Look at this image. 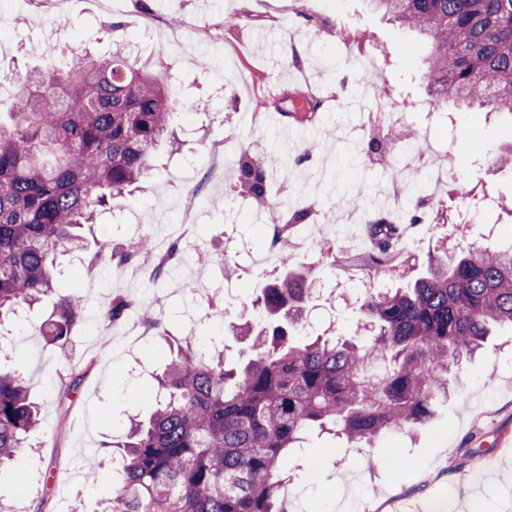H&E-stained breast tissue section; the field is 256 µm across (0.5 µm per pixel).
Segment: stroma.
<instances>
[{
	"instance_id": "stroma-1",
	"label": "stroma",
	"mask_w": 512,
	"mask_h": 512,
	"mask_svg": "<svg viewBox=\"0 0 512 512\" xmlns=\"http://www.w3.org/2000/svg\"><path fill=\"white\" fill-rule=\"evenodd\" d=\"M66 14L75 44L98 53L122 42L139 63L163 58L180 106L205 101L207 111L181 115L174 134L157 151L148 178L122 201L85 225L86 251L63 259L56 287L78 290L89 313L98 315L114 296L152 307L161 326L140 324L127 336L126 321L108 328L83 322L64 348L48 344L38 326L52 311L51 299L18 310L0 328V367L17 369L40 409V425L0 468V512H59V486L67 483L79 448L92 445L95 482L81 483L73 512H102L112 491L107 445L121 439L132 417L147 418L148 393L164 365L169 339L191 337L218 344L233 360L241 346L238 325L263 324L254 305L260 290L281 275L280 266L252 267L249 251L265 247L270 227L236 191L233 169L212 177L206 160L212 146H233L268 159V197L282 213L318 210L308 248L291 246L292 262L314 270L316 293L308 322L314 334H357L355 308L367 293L351 263L349 216L342 198L372 195L384 181L382 170L359 161L362 137L350 133L339 104L361 88L355 63L348 60L342 29L367 32L379 57L375 82H387L417 103L409 124L420 143L449 146L456 181L473 187L482 204L469 224L433 223L432 233L411 248L425 261L439 240L449 247L494 246L512 235V217L492 204H512V173L493 163L512 149V117L477 109L440 110L421 71L426 48L397 24L371 13L364 0H115L111 15L96 0H63L59 11L42 0H0V57L13 76L33 65L55 66L61 51L49 50L45 37L57 14ZM126 28L110 31L109 17ZM184 33V45L171 47V31ZM309 83L324 100L314 124L282 144L277 116L258 112L273 86ZM193 207L197 220L181 241L189 265L176 278H154L149 255L137 268L118 272L93 263L99 243L123 251L144 237L155 238L176 224L180 211ZM332 253H325L324 244ZM194 281L195 292L181 288ZM220 297L224 308L211 310ZM512 438V328H496L486 350L460 369L455 390L434 416L413 434L392 432L375 447L330 452L329 437L313 438L309 448L287 457L286 491L292 512H426L435 485L454 490L440 512H469L480 500L484 512H512V453L501 450ZM319 457L318 469L309 461Z\"/></svg>"
}]
</instances>
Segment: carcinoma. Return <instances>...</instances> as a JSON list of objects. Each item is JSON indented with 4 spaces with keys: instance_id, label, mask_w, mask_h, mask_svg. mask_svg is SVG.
<instances>
[{
    "instance_id": "obj_1",
    "label": "carcinoma",
    "mask_w": 512,
    "mask_h": 512,
    "mask_svg": "<svg viewBox=\"0 0 512 512\" xmlns=\"http://www.w3.org/2000/svg\"><path fill=\"white\" fill-rule=\"evenodd\" d=\"M428 45L423 76L448 102L512 116V0H365ZM0 117V314L55 292L59 253L82 249L78 229L152 169L176 100L167 74L117 49L77 48L52 72L17 81ZM268 161L242 151L236 185L262 207ZM404 223L371 225V266L403 281L369 292L357 308L363 336L295 339L306 328L313 272L292 268L257 300L268 323L243 336L238 359L194 346L169 348L148 422L115 443L121 466L105 512H289L287 455L312 431L337 448L372 447L415 428L448 398L449 379L480 352L495 325L512 326V237L450 254L439 246L413 274L411 256L386 264ZM152 251L101 245L95 258L123 268ZM76 290L58 295L43 336L59 347L86 317ZM38 424L21 374L0 370V466Z\"/></svg>"
}]
</instances>
